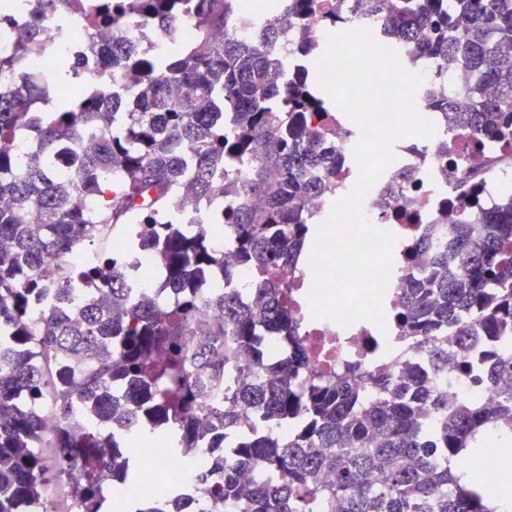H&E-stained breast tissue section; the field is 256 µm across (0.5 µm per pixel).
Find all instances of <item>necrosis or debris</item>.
Here are the masks:
<instances>
[{
  "label": "necrosis or debris",
  "mask_w": 512,
  "mask_h": 512,
  "mask_svg": "<svg viewBox=\"0 0 512 512\" xmlns=\"http://www.w3.org/2000/svg\"><path fill=\"white\" fill-rule=\"evenodd\" d=\"M102 0H75L65 16H52L47 27L55 36L56 53L68 56L81 74L95 78L106 77L108 83L123 84L120 68L103 69L96 58L88 54L84 45L89 40L107 45L112 41L111 27L97 24ZM288 0H240L223 27L210 33L212 41L227 37L247 40L262 39L265 29L287 15ZM177 25L182 38L173 41L141 22L129 21L126 34L133 51L165 57L179 51L185 39L194 31L189 9L177 13ZM343 117H336L328 126L327 140L346 156L347 162L338 173L329 191L306 202L314 223H323L333 205L355 185L361 167L354 156L356 139L342 137ZM394 157L367 194L363 211L373 228H388L394 236L392 255L410 254L424 233H431L434 242L445 240L447 222L461 219L463 213L456 207L461 183H473L479 188L481 208L488 209L497 202V191L512 186V151L499 140L482 142L475 151H468L459 132L449 134L436 129L432 136L405 134L390 146ZM229 226H217L213 232V246L224 255V264L230 274L223 278L226 292L234 293L248 304L255 303L256 293L251 286L257 275L255 268L238 264L230 243ZM310 255L280 270L288 282V308L298 328L297 339L261 336L257 342L267 356L271 367L284 369L288 356L300 351L305 373L325 378L335 377L347 364L358 362L369 370L394 368L396 357V310L400 296L398 272H391L382 297L381 323L357 321L344 326L328 318L311 315L308 295L312 284ZM126 445L137 449L141 474L137 494L141 497H164L185 503L197 498L199 490L194 478L203 450L194 448L179 457H170L168 440L158 435L144 439L139 430L118 428L114 431Z\"/></svg>",
  "instance_id": "4bbe7bcc"
}]
</instances>
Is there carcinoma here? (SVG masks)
I'll return each instance as SVG.
<instances>
[{"instance_id": "obj_1", "label": "carcinoma", "mask_w": 512, "mask_h": 512, "mask_svg": "<svg viewBox=\"0 0 512 512\" xmlns=\"http://www.w3.org/2000/svg\"><path fill=\"white\" fill-rule=\"evenodd\" d=\"M72 2L39 0L27 40L0 56V77L9 82L0 94V197L9 200L0 208V512H57L44 491L64 479L67 512H105L109 499L129 512H181L155 498L131 507L138 458L112 440L111 429L114 421L133 426L143 414L173 432V453L207 447L194 512H221L223 502L242 512H499L498 489L473 482L466 462L490 431L512 444V202L454 225L443 248L422 238L407 258L398 323L431 368L411 358L394 373L353 367L334 381L274 375L253 336L260 325L295 335L278 269L313 237L303 200L327 190L343 161L316 127L337 111L318 85L320 46L299 31L305 65L285 82L282 59L265 46L276 30L260 42L217 44L209 31L237 0H191L194 44L157 66L130 52L126 25L133 17L169 19L177 0H107L112 43L90 42L87 52L104 67L124 64L125 83L143 97L125 102L119 87L92 79L79 100L57 99L39 112L35 101L79 76L65 56L50 73L31 66L42 20ZM369 2L383 12L377 33L387 47L448 70V96L429 105L451 129L476 142L512 141V0ZM316 7L315 0H288V22L301 26ZM284 98L288 111H275ZM226 122L233 132L224 133ZM21 139L34 148L18 152ZM231 157L252 165L250 191L264 199L261 210L224 206L242 194L224 180ZM217 182L223 197L215 200ZM178 197L232 227L238 262L264 273L255 288L260 305L245 306L215 283L224 322L200 318L206 301L195 278L224 264V255L212 247L210 224L187 226L173 216ZM131 225L143 233L130 249L150 248L168 271L163 288L180 294L163 315L153 293L127 302L131 273L116 257L78 267L71 261L105 229ZM77 280L84 296L76 302ZM50 286L58 302L35 322L33 300ZM188 336L210 340L190 347ZM472 336L484 337L486 379L499 385L491 403L438 376L450 343L462 355L459 375H470ZM239 352L246 382L235 397L259 409L265 430L242 435L229 452L221 431L234 416L200 404L191 365L212 368L218 385L224 362ZM46 407L56 418L49 432ZM42 448L54 449L56 469ZM246 468L257 471L255 482L240 480Z\"/></svg>"}]
</instances>
